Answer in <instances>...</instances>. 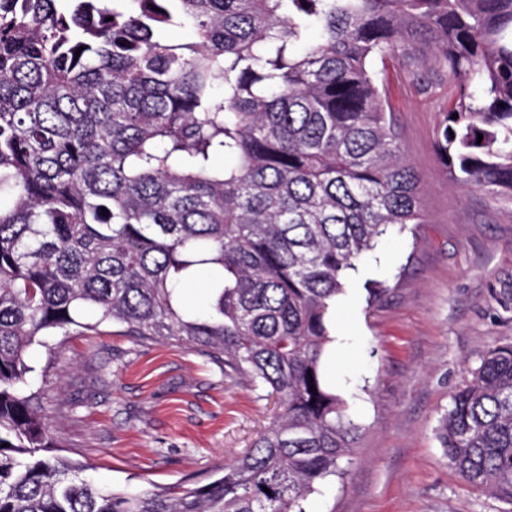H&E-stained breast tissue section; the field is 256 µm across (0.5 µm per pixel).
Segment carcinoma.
<instances>
[{
    "label": "carcinoma",
    "mask_w": 512,
    "mask_h": 512,
    "mask_svg": "<svg viewBox=\"0 0 512 512\" xmlns=\"http://www.w3.org/2000/svg\"><path fill=\"white\" fill-rule=\"evenodd\" d=\"M389 61L440 70L439 161L512 204V0H0V512H308L344 478L361 425L324 380L330 311L389 227L426 223ZM104 323L224 357L277 413L200 487L98 491L26 354ZM437 438L512 502V343Z\"/></svg>",
    "instance_id": "1"
}]
</instances>
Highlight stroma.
<instances>
[{
    "instance_id": "1",
    "label": "stroma",
    "mask_w": 512,
    "mask_h": 512,
    "mask_svg": "<svg viewBox=\"0 0 512 512\" xmlns=\"http://www.w3.org/2000/svg\"><path fill=\"white\" fill-rule=\"evenodd\" d=\"M389 90L426 222L383 238L336 300L326 380L363 431L345 478L314 494L309 512H512L468 486L436 437L469 371L512 342V204L451 184L434 148L437 96L399 67ZM372 281L387 288L374 304ZM27 361L62 454L105 492L204 484L276 409L264 390L225 375L223 360L117 324L53 334Z\"/></svg>"
}]
</instances>
